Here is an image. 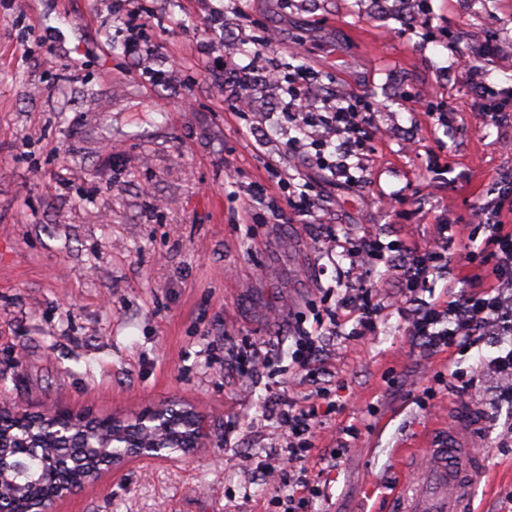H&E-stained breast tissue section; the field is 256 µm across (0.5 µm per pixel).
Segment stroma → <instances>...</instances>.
Returning a JSON list of instances; mask_svg holds the SVG:
<instances>
[{"mask_svg": "<svg viewBox=\"0 0 512 512\" xmlns=\"http://www.w3.org/2000/svg\"><path fill=\"white\" fill-rule=\"evenodd\" d=\"M223 8L224 21L205 27ZM155 47L124 49L130 23ZM512 42V0H16L0 7V400L31 414L133 419L171 405L207 436L170 460H131L59 500L55 512H273L283 485L255 467L282 441L276 411L325 393L320 491L309 512H385L406 454L434 429L469 425L486 468L473 512H512V404L500 380L474 375L495 351L485 336L431 350L408 334L406 305L364 262L384 306L374 332L352 324L322 341L318 370L295 360L299 329L334 307L341 253L322 225L358 244L424 248L448 226L451 263L416 298L447 299L484 275L460 241L503 173L512 124L493 125L458 54ZM241 64L307 66L319 97L360 95L371 139L354 180L299 157L283 100L257 89L249 115L224 99L202 44ZM452 112L438 125L419 98ZM314 189L315 216L252 204L273 176ZM269 363L244 376L250 347ZM467 386V396L457 389Z\"/></svg>", "mask_w": 512, "mask_h": 512, "instance_id": "obj_1", "label": "stroma"}]
</instances>
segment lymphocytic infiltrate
Here are the masks:
<instances>
[{
  "instance_id": "1",
  "label": "lymphocytic infiltrate",
  "mask_w": 512,
  "mask_h": 512,
  "mask_svg": "<svg viewBox=\"0 0 512 512\" xmlns=\"http://www.w3.org/2000/svg\"><path fill=\"white\" fill-rule=\"evenodd\" d=\"M499 52L496 41L490 40L465 59L479 104L495 124L512 121V87L498 88L487 81L486 63ZM220 64L224 71V89L232 95L235 105L246 103L260 84L288 96L286 115L297 131L286 143L288 153H308L310 162L321 170L349 174L350 159L361 158L370 140L367 113L358 111L355 105L340 102L317 108L309 94L306 70L263 73L238 64L230 54L225 55ZM276 190L273 184L255 185L253 198L274 213L285 205L298 217L314 214L317 197L308 187L293 192L283 204L278 202ZM475 217L485 234L484 244L489 248L490 283L482 289L463 292L447 304L425 303L414 309L409 334L433 350L457 348L466 340L489 334L512 338V227L507 224L512 217V174L497 181ZM447 231V225H438L432 245L422 250L405 248L401 263L388 264V276L398 282L406 300H413L420 288L428 284L431 271L446 263ZM278 419L284 434L281 454L289 466V492L276 497L275 503L281 512H304L309 499L316 495L306 480V464L315 450L317 410L292 403L279 410Z\"/></svg>"
}]
</instances>
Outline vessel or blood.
Returning <instances> with one entry per match:
<instances>
[{
	"label": "vessel or blood",
	"instance_id": "b4317fda",
	"mask_svg": "<svg viewBox=\"0 0 512 512\" xmlns=\"http://www.w3.org/2000/svg\"><path fill=\"white\" fill-rule=\"evenodd\" d=\"M465 424L449 425L425 448V463L411 468L395 491L390 512H471L480 458L466 444Z\"/></svg>",
	"mask_w": 512,
	"mask_h": 512
}]
</instances>
